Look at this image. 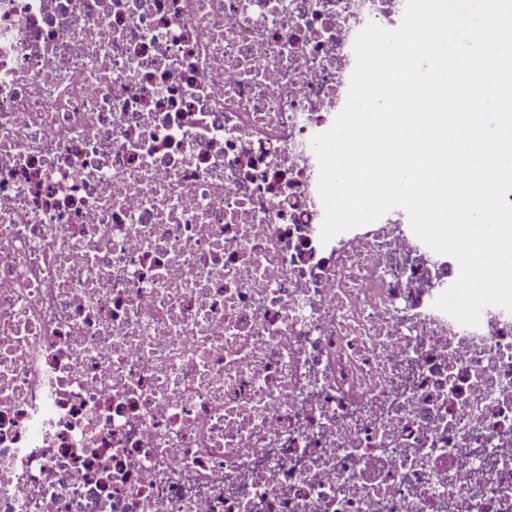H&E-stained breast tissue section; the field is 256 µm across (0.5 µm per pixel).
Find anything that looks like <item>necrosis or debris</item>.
<instances>
[{"label": "necrosis or debris", "mask_w": 512, "mask_h": 512, "mask_svg": "<svg viewBox=\"0 0 512 512\" xmlns=\"http://www.w3.org/2000/svg\"><path fill=\"white\" fill-rule=\"evenodd\" d=\"M406 0H0V512H512V312L314 136Z\"/></svg>", "instance_id": "obj_1"}]
</instances>
